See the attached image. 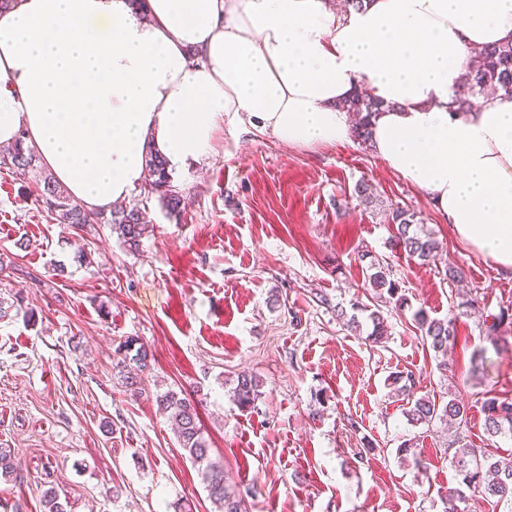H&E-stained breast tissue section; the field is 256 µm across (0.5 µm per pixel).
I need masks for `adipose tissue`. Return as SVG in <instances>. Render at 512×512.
<instances>
[{
  "instance_id": "obj_1",
  "label": "adipose tissue",
  "mask_w": 512,
  "mask_h": 512,
  "mask_svg": "<svg viewBox=\"0 0 512 512\" xmlns=\"http://www.w3.org/2000/svg\"><path fill=\"white\" fill-rule=\"evenodd\" d=\"M512 42V0H10L0 145L25 135L88 210L127 199L154 146L178 167L237 120L294 147L344 143L341 104L381 100L371 151L455 237L512 272V96L449 111L472 48Z\"/></svg>"
}]
</instances>
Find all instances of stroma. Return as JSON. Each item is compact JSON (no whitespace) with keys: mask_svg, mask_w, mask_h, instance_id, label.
Instances as JSON below:
<instances>
[{"mask_svg":"<svg viewBox=\"0 0 512 512\" xmlns=\"http://www.w3.org/2000/svg\"><path fill=\"white\" fill-rule=\"evenodd\" d=\"M371 185L375 203L355 189ZM188 200L178 216L156 196L143 203L152 230L138 253L105 224L74 231L32 193L34 175L0 168V447L23 478L0 512H43L55 488L66 512H213L197 468L159 414L155 394L184 390L248 512H443L438 492L460 487L444 450L454 438L512 460V434L488 436L482 403L512 401V330L485 334L488 316L512 307V276L450 234L415 187L357 143L297 148L224 124L207 157L172 170ZM417 213L442 242L421 265L393 244L387 215ZM387 262L411 308L381 307L382 344L347 328L333 304H376L362 251ZM87 253L79 262V253ZM465 271L467 312L444 271ZM331 307H323L319 295ZM454 318L458 340L439 366L412 311ZM141 338L154 354L147 389L130 398L114 350ZM484 377L470 378L475 354ZM255 375L261 396L239 409L231 388ZM413 372L417 395L455 393L468 406L459 428L414 426L389 384ZM111 431H103V422ZM411 441L410 456L397 449ZM120 487L119 496L108 495Z\"/></svg>","mask_w":512,"mask_h":512,"instance_id":"obj_1","label":"stroma"}]
</instances>
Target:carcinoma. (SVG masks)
Returning a JSON list of instances; mask_svg holds the SVG:
<instances>
[{
    "instance_id": "1",
    "label": "carcinoma",
    "mask_w": 512,
    "mask_h": 512,
    "mask_svg": "<svg viewBox=\"0 0 512 512\" xmlns=\"http://www.w3.org/2000/svg\"><path fill=\"white\" fill-rule=\"evenodd\" d=\"M467 81L472 93H482L488 89L512 93V44L506 43L485 47L472 53L467 71ZM342 107L361 116L354 139L361 146H368L370 117L382 108V102L370 98L362 92L355 93L345 100ZM145 163L153 177L150 190L164 189L159 204L168 214H179L185 207L184 195L170 185V173L165 158L153 147H148ZM27 170L36 177V201L60 224H69L81 229L88 224H108L128 247L135 252L142 238L148 233L149 225L141 208L134 205H121L102 210H86L76 203L67 190L51 173L41 171L40 158L34 148L25 145V133L5 155L0 157V166ZM391 223L396 227L395 244L411 258L423 264L435 262L443 252L442 243L431 233L419 227L417 214L403 208L391 212ZM369 286L377 298L394 301L397 310L408 306L407 298L400 294L397 284L389 278L387 268L380 260L370 262ZM353 314L349 315L342 307H336V317L347 318V325L359 328L357 313L367 314L372 323L368 341L378 344L387 335V323L380 310L371 308L359 301L351 303ZM413 320L420 330L423 343L440 359V365L448 366V347L457 341V330L452 318H432L422 308L413 313ZM512 325V310L502 308L492 315L490 322L484 323L489 336H499L502 329ZM115 368L122 373L126 392L138 397L145 391L146 380L152 370V354L146 343L138 338H128L116 350ZM397 391L407 396L406 416L414 426H430L436 420L461 423L467 418V405L457 396H449L442 402L428 395H414L415 377L412 373L400 371L393 378ZM234 401L241 408L254 405L260 396L259 381L255 376L241 372L231 388ZM158 410L172 419L180 447L192 463L201 466L200 476L208 497L214 505V512H247L243 497L224 484V464L212 458V448L205 437L200 423L197 405L191 396L181 390L168 389L156 394ZM485 428L489 436L512 433V402L496 396H489L483 402ZM448 464L462 476V483L483 498L512 505V466L489 458L465 444L455 448L448 445ZM21 463L10 448H0V480L15 481L21 477Z\"/></svg>"
}]
</instances>
